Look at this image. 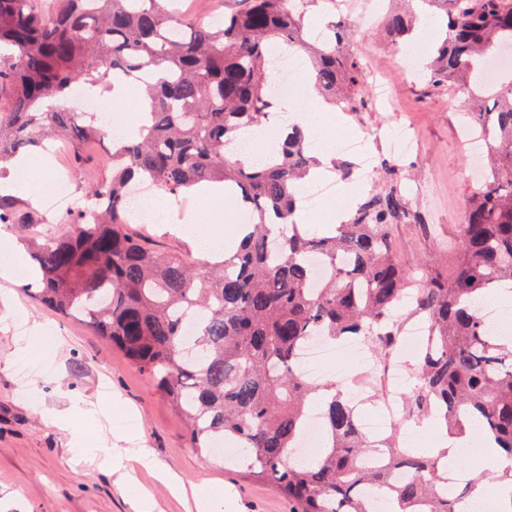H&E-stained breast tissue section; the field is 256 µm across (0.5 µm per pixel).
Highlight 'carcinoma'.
I'll return each instance as SVG.
<instances>
[{
  "mask_svg": "<svg viewBox=\"0 0 512 512\" xmlns=\"http://www.w3.org/2000/svg\"><path fill=\"white\" fill-rule=\"evenodd\" d=\"M302 9L291 0H241L209 25H173L171 0H0V178L22 153L54 136L68 140L76 165L81 146L104 138L69 103L78 83L133 80L150 99L149 123L111 154L112 177L85 209L55 223L72 231L30 236L40 270L28 285L62 318L84 317L121 349L172 403L191 447L214 452L230 439L242 467L276 486L292 512H372L369 493L384 492L389 512H457L439 459L401 453V425L379 440L360 428L347 397L317 402L299 355L316 337L358 338L379 359L399 344L396 313L411 275L396 259L389 228L410 220L396 172L368 193L336 233L298 231L297 196L318 165L301 129L263 163L246 166L225 147L244 128L262 125L272 95L275 51L304 50L310 79L333 104L349 110L369 96L361 64L348 50L349 22L331 25L327 46L308 38ZM445 17L444 36L426 64L434 85L457 82L473 103L464 124L493 132L483 183L463 208L459 263L416 289L412 311L426 319L419 387L405 399L403 420L430 419L463 434L472 425L512 458V346L482 320L479 306L512 282V81L495 89L471 76L484 59L512 47V0H424ZM413 16H388L395 41L410 35ZM218 181L250 211L249 233L234 254L214 263L162 252L129 226L127 187L149 182L179 195ZM332 274L312 285L307 258ZM195 318L194 343L181 315ZM325 437L317 458L289 462L313 405ZM382 448L380 466L363 459ZM396 471L406 480L391 482Z\"/></svg>",
  "mask_w": 512,
  "mask_h": 512,
  "instance_id": "carcinoma-1",
  "label": "carcinoma"
}]
</instances>
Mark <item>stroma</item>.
Instances as JSON below:
<instances>
[{
  "instance_id": "35a3bbf8",
  "label": "stroma",
  "mask_w": 512,
  "mask_h": 512,
  "mask_svg": "<svg viewBox=\"0 0 512 512\" xmlns=\"http://www.w3.org/2000/svg\"><path fill=\"white\" fill-rule=\"evenodd\" d=\"M384 16L355 18L349 50L363 68L377 71L395 109L366 106L336 110L326 137L354 133L374 158H391L384 138L392 127L414 126L418 153L401 158L402 188L421 223L392 225L398 260L416 281L452 276L459 260L463 202L470 183L463 177L469 153L460 130L467 104L457 85H431L419 64L440 40L443 29L431 21L426 32L396 48ZM111 140L86 145L87 162L74 168L69 149L52 156L29 152L43 183L73 197L88 199L108 179ZM168 222L141 225L163 251L199 256L196 242L178 226L191 208L167 197ZM26 278L0 276V512H133L141 490H149L155 512H188L186 502L158 483L151 470L136 463L113 466L122 452L120 436L130 433L149 450L157 468L179 474L185 484L223 497L227 512H290L291 506L269 483L252 481L244 469L226 468L222 456L192 448L188 431L146 377L115 346L84 323L62 319L25 292ZM49 410L67 414V429L45 419Z\"/></svg>"
}]
</instances>
